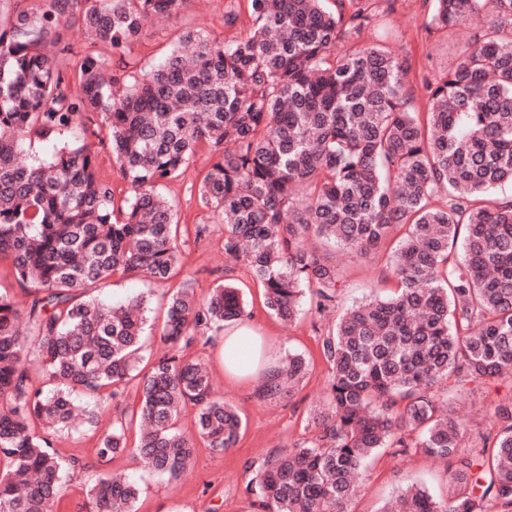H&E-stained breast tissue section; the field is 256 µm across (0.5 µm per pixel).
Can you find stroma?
<instances>
[{
  "label": "stroma",
  "instance_id": "1",
  "mask_svg": "<svg viewBox=\"0 0 512 512\" xmlns=\"http://www.w3.org/2000/svg\"><path fill=\"white\" fill-rule=\"evenodd\" d=\"M228 2L188 0L177 14L148 21L124 63L107 58L109 72L120 82H132L158 62L171 39L189 28L221 39L232 37L235 28L224 24ZM430 10L429 0H383L378 26L365 35L367 42L380 41L396 52L412 56L418 65L410 75L414 85L422 77L436 78L454 66L469 37V30L464 26L425 35L422 26ZM209 165L208 151H199L188 173L166 182L162 189L163 195L173 203L180 225L188 229L180 245L181 261L175 280L193 288L200 296L222 282L239 288L247 303V323L260 336L265 358L277 363L288 354L299 353L306 358L308 370L291 391L266 397L259 391L258 375L243 378L225 375L221 339L195 343L184 351V359L205 363L216 393L235 404L244 420L236 446L217 453L206 445H198L192 470L173 483L150 474L139 459L128 455L116 457L106 465L100 463L94 449L111 421L110 416H103L96 429L82 425L72 432L53 435L56 452L66 459H78L82 466L78 478L62 491L54 512H86L85 483L107 471L122 472L139 481L142 492L136 504L137 512H259L245 490L255 467L270 452L292 447L312 435L310 418L323 409L330 378L320 344L333 319L306 307L292 325H284L265 308L263 290L245 264L225 261L224 227L200 204L195 188L197 174ZM198 224L209 227L204 237H195L193 233ZM387 259L388 251L384 248L364 254L341 250L334 253L333 261L341 275L340 307L394 289ZM138 294L145 296L146 315L156 328L149 337L148 347L152 355L160 354L164 346L157 328L167 307L166 288L138 278L116 279L99 297L108 303H121ZM509 393H512V377L503 378L494 392L476 387L460 395L449 394L448 415L462 433V449L481 447L484 436L496 433L497 421L486 409L497 395ZM361 480L364 491L353 501V512H378L393 492L412 483L426 484L442 496L449 494L453 487L447 464L415 452L397 455L389 448L374 459Z\"/></svg>",
  "mask_w": 512,
  "mask_h": 512
}]
</instances>
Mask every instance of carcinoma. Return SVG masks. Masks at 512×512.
Listing matches in <instances>:
<instances>
[{
  "label": "carcinoma",
  "instance_id": "1",
  "mask_svg": "<svg viewBox=\"0 0 512 512\" xmlns=\"http://www.w3.org/2000/svg\"><path fill=\"white\" fill-rule=\"evenodd\" d=\"M11 2L0 0V260L31 302L23 322L0 293V512H52L70 473L51 433L78 412L97 426L133 380L134 404L100 439L99 461L127 452L179 481L194 463V439L177 426L189 406L212 451L236 444L238 408L180 352L192 331L210 342L247 316L238 289L173 290L168 350L145 373L144 297L98 298L115 277H174L179 220L160 188L201 148L212 163L198 197L224 224V256L248 267L288 324L308 291L319 313L338 307L336 265L311 240L362 251L401 232L387 261L397 288L346 308L323 336L331 375L314 435L270 453L247 484L262 512H350L382 448L447 462L454 491L438 499L412 485L379 512H512V397L493 402L498 433L473 453L440 398L512 374V200L486 198L512 185V0H433L427 34L473 33L456 66L422 79L425 112L407 82L412 58L363 40L380 0H244L225 23L243 15L246 31L220 40L188 29L124 87L92 51L68 73L70 47L52 51L62 26L78 20L86 41L122 58L149 19L186 0H37L30 12ZM93 114L126 182L119 201L97 178L95 151L69 138ZM47 141L53 153L33 152ZM304 369L288 356L262 393H282ZM139 494L129 475L100 476L87 512H135Z\"/></svg>",
  "mask_w": 512,
  "mask_h": 512
}]
</instances>
